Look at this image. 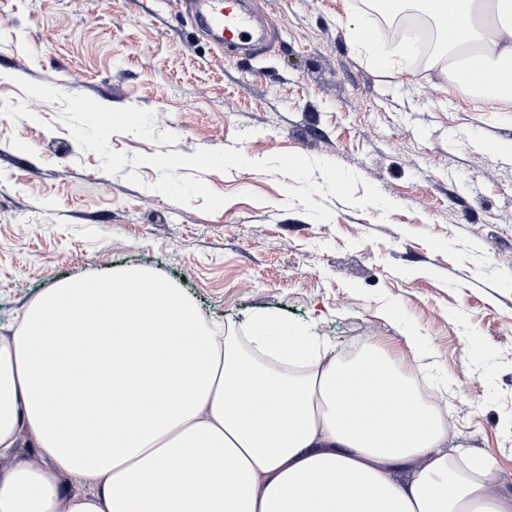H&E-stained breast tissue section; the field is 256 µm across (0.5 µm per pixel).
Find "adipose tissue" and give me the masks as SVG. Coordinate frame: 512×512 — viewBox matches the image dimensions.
I'll return each instance as SVG.
<instances>
[{
	"instance_id": "adipose-tissue-1",
	"label": "adipose tissue",
	"mask_w": 512,
	"mask_h": 512,
	"mask_svg": "<svg viewBox=\"0 0 512 512\" xmlns=\"http://www.w3.org/2000/svg\"><path fill=\"white\" fill-rule=\"evenodd\" d=\"M460 95L512 103V0H397ZM260 321L244 353L138 269L66 280L0 334V512H512L495 465L370 348L326 360ZM96 490L81 493L80 485Z\"/></svg>"
}]
</instances>
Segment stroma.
<instances>
[{
    "instance_id": "stroma-1",
    "label": "stroma",
    "mask_w": 512,
    "mask_h": 512,
    "mask_svg": "<svg viewBox=\"0 0 512 512\" xmlns=\"http://www.w3.org/2000/svg\"><path fill=\"white\" fill-rule=\"evenodd\" d=\"M366 2L247 0L271 42L245 54L219 50L182 0H0V333L59 281L144 270L243 338L274 317L330 360L379 347L439 393L449 455H491L512 489V111H481L429 65L379 67L348 25ZM20 78L151 111L177 137L112 135L126 156L327 158L399 209L331 196L317 222L285 209L291 177L247 168L204 173L228 198L215 213L176 204L150 190L152 166L140 187L106 174L62 103Z\"/></svg>"
}]
</instances>
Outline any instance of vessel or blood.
I'll return each instance as SVG.
<instances>
[{"mask_svg": "<svg viewBox=\"0 0 512 512\" xmlns=\"http://www.w3.org/2000/svg\"><path fill=\"white\" fill-rule=\"evenodd\" d=\"M194 22L216 44L245 41L252 24L250 13L237 0H185Z\"/></svg>", "mask_w": 512, "mask_h": 512, "instance_id": "vessel-or-blood-1", "label": "vessel or blood"}]
</instances>
